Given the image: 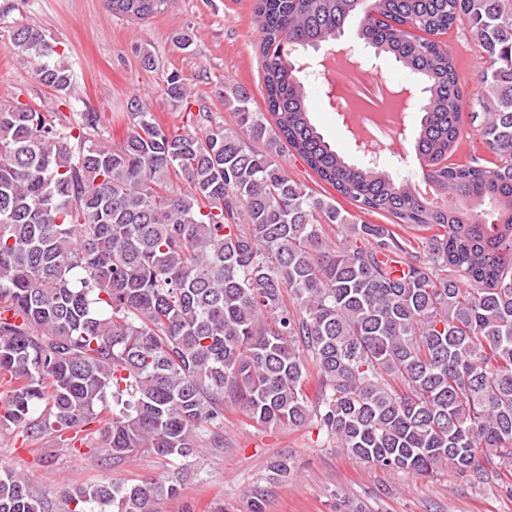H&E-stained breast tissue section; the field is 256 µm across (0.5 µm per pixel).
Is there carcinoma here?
I'll return each mask as SVG.
<instances>
[{
  "label": "carcinoma",
  "instance_id": "1",
  "mask_svg": "<svg viewBox=\"0 0 512 512\" xmlns=\"http://www.w3.org/2000/svg\"><path fill=\"white\" fill-rule=\"evenodd\" d=\"M106 2L147 20L171 0ZM253 13L266 112L228 83L233 127L200 111L165 128L136 96L112 148L91 139L95 112L72 127L0 107V429L114 462H186L224 453L231 406L266 428L314 419L395 472L511 464L512 0H255ZM463 19L484 51L475 93L437 40ZM350 23L421 86L431 196L345 159L311 119L302 53ZM8 49L70 94L69 61L43 31L14 29ZM165 94L191 91L172 73ZM469 129L489 158L448 162ZM285 145L355 212L290 177ZM191 475L63 488L55 505L0 469V512H156Z\"/></svg>",
  "mask_w": 512,
  "mask_h": 512
}]
</instances>
